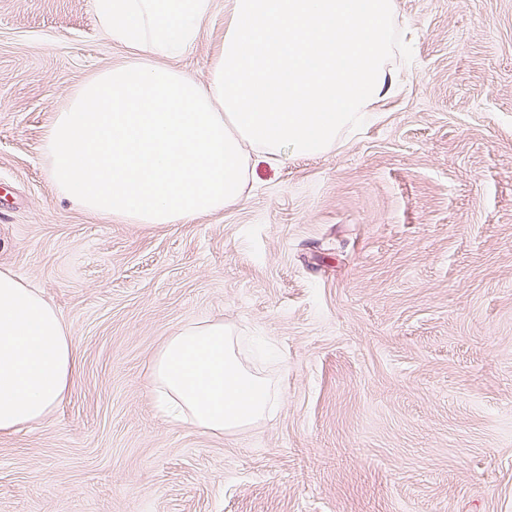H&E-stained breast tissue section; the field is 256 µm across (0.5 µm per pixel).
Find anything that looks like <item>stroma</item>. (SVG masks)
<instances>
[{"label":"stroma","instance_id":"stroma-1","mask_svg":"<svg viewBox=\"0 0 512 512\" xmlns=\"http://www.w3.org/2000/svg\"><path fill=\"white\" fill-rule=\"evenodd\" d=\"M399 96L319 156L258 163L188 224L61 197L54 112L130 57L94 0H0V270L77 358L0 436V512H512V0H398ZM224 0L165 65L206 78ZM221 320L282 405L217 435L157 409L169 336Z\"/></svg>","mask_w":512,"mask_h":512}]
</instances>
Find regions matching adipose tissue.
I'll use <instances>...</instances> for the list:
<instances>
[{"label":"adipose tissue","instance_id":"adipose-tissue-1","mask_svg":"<svg viewBox=\"0 0 512 512\" xmlns=\"http://www.w3.org/2000/svg\"><path fill=\"white\" fill-rule=\"evenodd\" d=\"M94 7L133 58L75 92L42 151L61 196L127 224H187L235 206L255 161L328 152L396 92V0H224V38L204 80L157 59L196 42L213 0ZM75 375L61 315L38 288L0 270V434L55 409ZM151 378L164 415L215 434L277 407L220 321L169 337Z\"/></svg>","mask_w":512,"mask_h":512}]
</instances>
